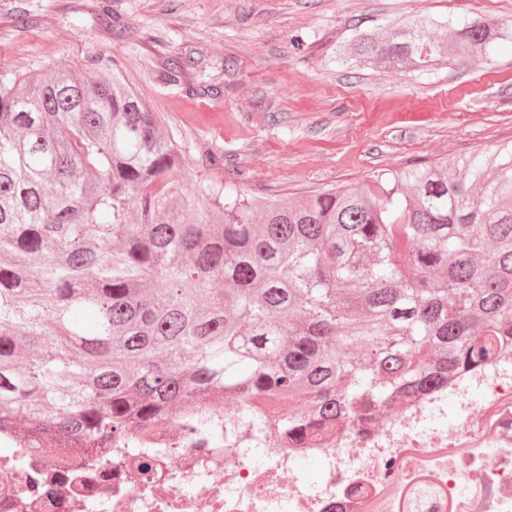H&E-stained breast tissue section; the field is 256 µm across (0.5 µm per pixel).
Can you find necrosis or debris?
I'll use <instances>...</instances> for the list:
<instances>
[{
    "label": "necrosis or debris",
    "mask_w": 512,
    "mask_h": 512,
    "mask_svg": "<svg viewBox=\"0 0 512 512\" xmlns=\"http://www.w3.org/2000/svg\"><path fill=\"white\" fill-rule=\"evenodd\" d=\"M227 438L225 449L170 426L151 438L146 474L39 448L70 478L59 506L39 472L13 470L0 479V512H512V345L373 425L286 447L237 421Z\"/></svg>",
    "instance_id": "necrosis-or-debris-1"
}]
</instances>
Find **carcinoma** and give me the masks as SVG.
Returning <instances> with one entry per match:
<instances>
[{
    "label": "carcinoma",
    "instance_id": "cac0c4a2",
    "mask_svg": "<svg viewBox=\"0 0 512 512\" xmlns=\"http://www.w3.org/2000/svg\"><path fill=\"white\" fill-rule=\"evenodd\" d=\"M357 31L336 64L428 72L491 21ZM116 64L0 71V440L123 464L198 410L290 443L374 424L512 340V143L292 202L204 181Z\"/></svg>",
    "mask_w": 512,
    "mask_h": 512
}]
</instances>
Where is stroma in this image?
<instances>
[{"instance_id":"1","label":"stroma","mask_w":512,"mask_h":512,"mask_svg":"<svg viewBox=\"0 0 512 512\" xmlns=\"http://www.w3.org/2000/svg\"><path fill=\"white\" fill-rule=\"evenodd\" d=\"M412 15L441 38L464 19L512 31V0H0V70L110 55L180 144L190 184L294 199L512 142L511 40L431 72L337 65L359 29Z\"/></svg>"}]
</instances>
